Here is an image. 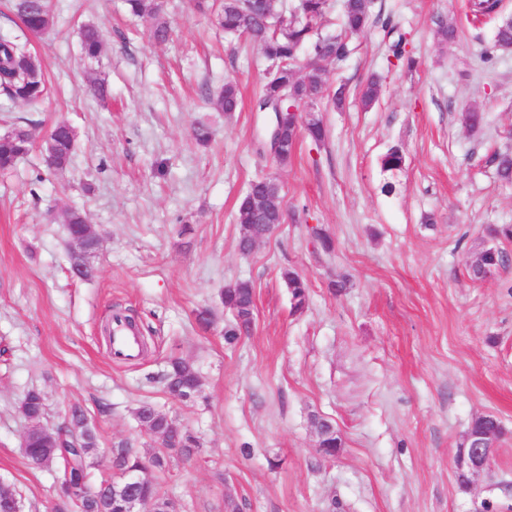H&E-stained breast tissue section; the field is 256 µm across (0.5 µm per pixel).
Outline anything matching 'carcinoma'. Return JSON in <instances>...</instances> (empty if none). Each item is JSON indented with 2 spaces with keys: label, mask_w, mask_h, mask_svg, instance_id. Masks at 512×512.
Listing matches in <instances>:
<instances>
[{
  "label": "carcinoma",
  "mask_w": 512,
  "mask_h": 512,
  "mask_svg": "<svg viewBox=\"0 0 512 512\" xmlns=\"http://www.w3.org/2000/svg\"><path fill=\"white\" fill-rule=\"evenodd\" d=\"M128 10L150 25L151 38L157 44L169 38V26L163 18V0H125ZM193 8L200 14H211L224 33L244 38L258 46L270 63L266 81L256 100L257 111L283 101L282 127L288 143L304 133L312 141L320 143L326 137L325 125L320 118L301 120V108L322 97L328 85L326 71L319 65L302 73V50L321 63L343 61L348 54L346 37L364 32L372 23V0H343L342 31L336 35L321 32L330 8L329 0H294L286 10L277 6V0H192ZM483 17L499 19L493 48H512V20L500 18L502 0H483ZM6 7L16 18L20 34L0 36V95L14 103L33 104L41 101L49 92L48 80L30 49L28 36H41L54 25L51 0H6ZM80 49L84 58L96 60L104 50V40L99 25L85 23L80 28ZM380 83L371 79L361 92V103L372 107L379 99ZM213 108L231 114L240 104L236 81L227 79L224 88L209 98ZM19 127L0 134V172L13 169L15 164L31 149V144L20 138ZM75 149V135L65 122L55 123L49 135L46 151L53 165L62 170L69 164ZM404 157L398 147L390 148L381 158L382 169L394 171L402 168ZM490 163L495 167L500 181L512 184V154L505 151L494 154ZM282 198L281 185L271 178H259L250 182L239 200V223L248 220L246 205L250 200L269 206L271 201ZM512 264L508 251L502 248L488 249L482 254V265L488 269H506ZM292 297L293 307L301 309L307 299V282L296 272H282ZM253 287L248 282H236L224 288L222 303L229 311H241L253 305ZM163 387L178 391L182 398L190 399L201 393V379L194 367L182 358H172L168 368L159 377ZM20 413L31 428L25 435L24 454L33 469H44L53 463L61 464L60 486H69L72 492L59 496L56 512H125L121 487L106 479L97 486L89 487V469L94 465L97 436L89 425L86 410L79 404L68 409L66 434L58 430L36 425L44 422L46 397L39 389L28 390L20 400ZM137 420L148 426L153 436H162L167 448L189 458L200 447L198 438L184 429L175 418L143 403L135 413ZM110 463L118 470L136 469L146 473L152 469L165 472L167 456L154 452L149 457L135 453L123 440L112 443ZM136 493L152 512H162L167 499L160 494L158 483L146 475Z\"/></svg>",
  "instance_id": "obj_1"
}]
</instances>
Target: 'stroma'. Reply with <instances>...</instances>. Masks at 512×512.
Wrapping results in <instances>:
<instances>
[{
  "mask_svg": "<svg viewBox=\"0 0 512 512\" xmlns=\"http://www.w3.org/2000/svg\"><path fill=\"white\" fill-rule=\"evenodd\" d=\"M468 0H374L380 18L326 64L342 109L315 106L328 128L301 137L282 167L258 140L253 111L268 71L260 49L224 35L189 0H166L170 34L157 44L123 0H53L55 24L30 40L51 85L36 104L0 96V133L68 122L70 164L47 168L41 147L0 173V485L23 512H54L55 469L29 468L18 402L30 388L58 427L85 407L99 452L154 442L134 411L144 402L175 416L201 446L170 455L158 478L178 512H512V267L472 279L487 227L512 224V184L490 155L512 150V50L493 48L495 21L472 23ZM460 36L441 42L438 21ZM101 24L97 62L80 52L81 23ZM417 64L397 63L396 35ZM381 94L360 103L371 77ZM108 83L101 101L87 85ZM237 81L233 115L206 98ZM485 114L477 130L461 116ZM211 128L210 145L192 136ZM399 147L404 165L381 158ZM277 178L288 219L249 254L238 250V200L250 181ZM80 209L101 232L91 279L68 272L59 215ZM327 234L325 253L314 236ZM308 283L294 310L285 269ZM345 281L340 293L329 283ZM255 291L251 335L227 343L233 317L222 289ZM130 309L150 354L115 359L99 326L112 305ZM211 314L209 329L196 316ZM197 370L199 397L165 393L169 355ZM504 427L488 477L462 490L454 457L471 421ZM341 435L335 458L317 447L313 417Z\"/></svg>",
  "mask_w": 512,
  "mask_h": 512,
  "instance_id": "35a3bbf8",
  "label": "stroma"
}]
</instances>
